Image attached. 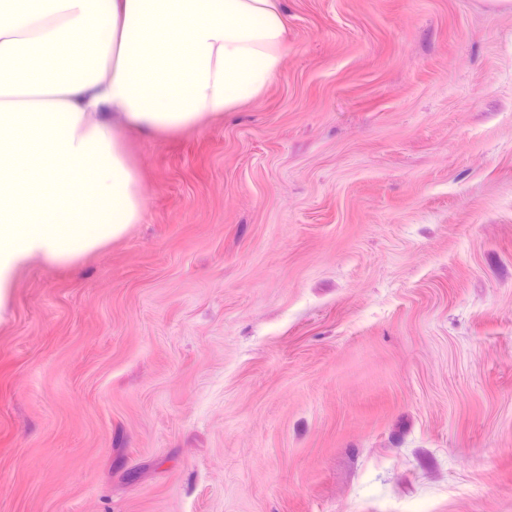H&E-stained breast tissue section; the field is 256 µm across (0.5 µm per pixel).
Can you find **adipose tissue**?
<instances>
[{"instance_id":"obj_1","label":"adipose tissue","mask_w":512,"mask_h":512,"mask_svg":"<svg viewBox=\"0 0 512 512\" xmlns=\"http://www.w3.org/2000/svg\"><path fill=\"white\" fill-rule=\"evenodd\" d=\"M285 32L280 0H0V315L23 265L74 262L141 221L126 131L257 98Z\"/></svg>"}]
</instances>
